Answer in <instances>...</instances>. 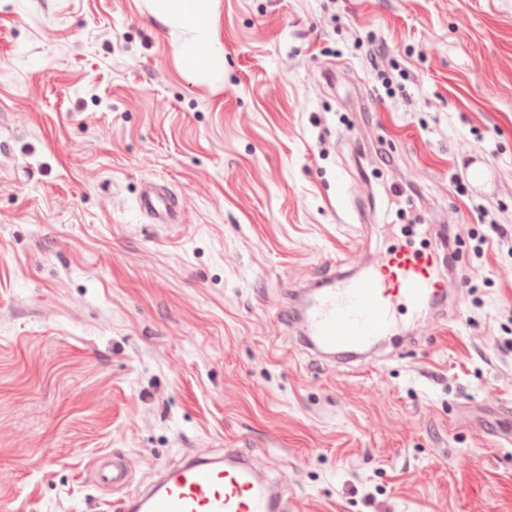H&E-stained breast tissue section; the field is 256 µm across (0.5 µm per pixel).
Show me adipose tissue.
<instances>
[{"label": "adipose tissue", "instance_id": "1", "mask_svg": "<svg viewBox=\"0 0 512 512\" xmlns=\"http://www.w3.org/2000/svg\"><path fill=\"white\" fill-rule=\"evenodd\" d=\"M217 0H148L151 14L179 30L183 39L175 49L182 74L211 83L224 72V54L217 33Z\"/></svg>", "mask_w": 512, "mask_h": 512}]
</instances>
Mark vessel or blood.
Wrapping results in <instances>:
<instances>
[{
    "label": "vessel or blood",
    "instance_id": "1",
    "mask_svg": "<svg viewBox=\"0 0 512 512\" xmlns=\"http://www.w3.org/2000/svg\"><path fill=\"white\" fill-rule=\"evenodd\" d=\"M138 206L152 223L178 221L177 200L156 182L143 183ZM439 263L438 255L401 248L356 271H331L318 283L287 289L278 318L296 331L304 348L337 365L369 361L397 337L400 318L417 322L448 302ZM92 476L97 488L121 492L119 512H288L290 507L286 486L267 477L246 448L214 458L188 457L143 489H131L130 475L114 455L98 457Z\"/></svg>",
    "mask_w": 512,
    "mask_h": 512
}]
</instances>
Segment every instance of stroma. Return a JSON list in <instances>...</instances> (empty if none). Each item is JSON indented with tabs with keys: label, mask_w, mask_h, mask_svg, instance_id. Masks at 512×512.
I'll use <instances>...</instances> for the list:
<instances>
[{
	"label": "stroma",
	"mask_w": 512,
	"mask_h": 512,
	"mask_svg": "<svg viewBox=\"0 0 512 512\" xmlns=\"http://www.w3.org/2000/svg\"><path fill=\"white\" fill-rule=\"evenodd\" d=\"M217 10L204 84L146 0H0V512H102L99 456L144 485L227 448L295 512H512V255L475 251L512 226V0ZM475 154L487 197L451 183ZM441 224L467 277L413 342L339 368L278 321L283 283ZM139 209L155 224H177L178 201L154 181H145L138 198Z\"/></svg>",
	"instance_id": "obj_1"
}]
</instances>
